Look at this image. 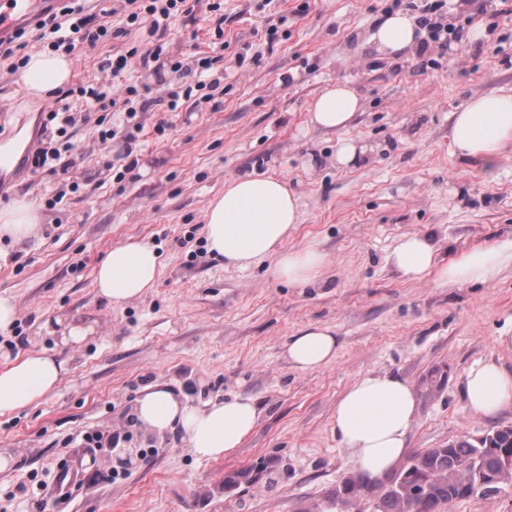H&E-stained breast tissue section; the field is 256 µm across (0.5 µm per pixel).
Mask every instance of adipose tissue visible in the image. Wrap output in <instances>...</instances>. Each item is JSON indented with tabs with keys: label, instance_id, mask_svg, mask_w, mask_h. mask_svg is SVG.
<instances>
[{
	"label": "adipose tissue",
	"instance_id": "adipose-tissue-1",
	"mask_svg": "<svg viewBox=\"0 0 512 512\" xmlns=\"http://www.w3.org/2000/svg\"><path fill=\"white\" fill-rule=\"evenodd\" d=\"M372 39L387 55H399L416 43L415 24L398 12L377 23ZM72 64L62 55L35 52L17 75L29 94L43 98L66 86ZM362 109L361 98L349 83L326 88L311 107L313 126L346 129ZM450 137L463 156L496 166L504 149L512 145V92L492 93L472 99L455 112ZM301 221L297 193L286 179L241 176L227 181L223 193L208 203L204 232L210 253L223 258L225 267L246 270L266 262L275 278L307 285L318 278L325 256L316 247L284 250L283 244ZM40 217L25 200L0 208V238L16 243L30 239ZM437 244L427 235L403 236L389 261L402 277L418 280L431 272L455 283L484 282L512 265V249L489 246L436 265ZM159 275L158 254L147 240L128 238L107 253L94 271L100 296L122 304L142 298ZM337 339L331 328L313 325L290 338L289 362L304 371L328 365L336 357ZM65 371L56 355L42 351L17 357L0 368V415L25 408L52 392ZM467 409L490 417L512 403V371L492 362L472 365L463 379ZM418 396L408 380L389 372L358 376L336 401L333 430L349 464L376 479L389 472L406 454L408 437L417 416ZM134 415L148 432L182 430L188 448L209 459L225 458L254 431L260 410L254 398L239 395L203 406L190 405L156 382L137 398Z\"/></svg>",
	"mask_w": 512,
	"mask_h": 512
}]
</instances>
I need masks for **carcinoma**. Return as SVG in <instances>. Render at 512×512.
<instances>
[{"mask_svg":"<svg viewBox=\"0 0 512 512\" xmlns=\"http://www.w3.org/2000/svg\"><path fill=\"white\" fill-rule=\"evenodd\" d=\"M512 457V426H496L479 440L462 439L444 448H427L407 456L397 468L378 482L351 472L344 476L325 497L336 504L326 512H352L370 501L373 512H440L442 507L471 498L483 478L492 480L488 491L503 484L512 485V478L499 481L506 457ZM275 465L262 459L252 467L228 473L224 491L263 481L274 482Z\"/></svg>","mask_w":512,"mask_h":512,"instance_id":"cac0c4a2","label":"carcinoma"}]
</instances>
